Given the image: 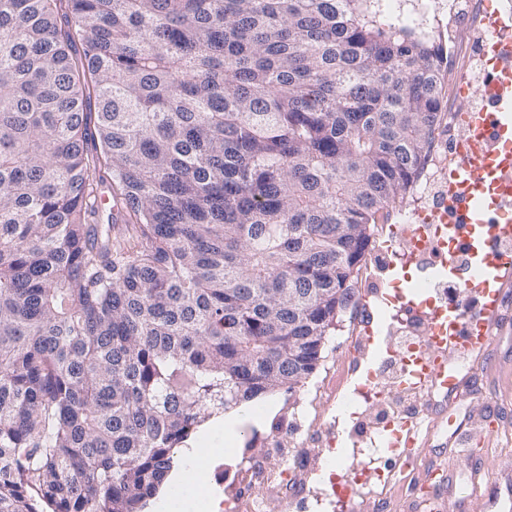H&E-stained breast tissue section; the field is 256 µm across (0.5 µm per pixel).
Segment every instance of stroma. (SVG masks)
I'll list each match as a JSON object with an SVG mask.
<instances>
[{
    "label": "stroma",
    "mask_w": 512,
    "mask_h": 512,
    "mask_svg": "<svg viewBox=\"0 0 512 512\" xmlns=\"http://www.w3.org/2000/svg\"><path fill=\"white\" fill-rule=\"evenodd\" d=\"M444 9L441 33L444 44L450 45V74L445 79L444 103L449 110L461 109L462 102L456 95L458 70H468L473 80H481L482 35L480 15L474 14L473 3L488 5L512 18V0H437ZM459 130L453 125H443L436 134L434 152L416 191L395 205L389 222L393 225L407 223L409 216L418 209L432 207L442 187L444 167L448 163L449 141L457 138ZM387 232H376L371 243L374 256L370 266L361 273L356 285V298L342 313L340 321L327 338L323 358L317 369L298 387L272 393L275 402L272 412L265 414L260 426L243 425L241 443L236 448L224 447L223 428L217 419H210L214 428L215 446L202 447L192 458L183 450H176V462L181 469L203 474L205 483L195 486L196 502H204L210 493L227 498L232 487L237 486L240 471L248 458L262 459L267 466L278 467L287 455L297 456L300 466L309 475L304 503L289 504L281 501L276 486L264 489L268 498V512H326L317 503L316 493L321 489L323 472L343 471L363 466V459L353 457L351 431L354 421L341 412L336 401L317 400L316 389L336 363L354 358V345L350 340V324L357 317L371 287L381 286L383 292L412 291L415 283L425 276L417 270L391 267L387 251ZM378 327L377 349L369 351L362 359H355L344 382V392H351L363 382L368 373L384 369L380 346L386 345L394 334L395 326L389 319L387 306H379L375 315ZM494 368L486 370L473 356L451 355L450 366L459 378L465 379L472 391L468 399L455 407L456 425L464 435H472L478 444L474 447L460 445L449 447L450 431L447 422L432 423L430 414L436 406L424 401L418 412L423 426L422 433L428 442L424 453L416 462L398 467V477L382 492L381 496H368V503L384 499L386 512H414V495L410 489L416 484L423 466L434 465L441 472L453 476V490H441L440 512H512V471L502 470V460L512 458V330L497 335L487 353ZM334 427L337 440L335 452L323 450L318 439L322 427ZM482 469L486 477L478 495L469 494L467 487L473 470Z\"/></svg>",
    "instance_id": "obj_1"
}]
</instances>
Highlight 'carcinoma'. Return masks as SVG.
Segmentation results:
<instances>
[{"instance_id": "1", "label": "carcinoma", "mask_w": 512, "mask_h": 512, "mask_svg": "<svg viewBox=\"0 0 512 512\" xmlns=\"http://www.w3.org/2000/svg\"><path fill=\"white\" fill-rule=\"evenodd\" d=\"M446 75L383 0H0V512H143L307 379Z\"/></svg>"}]
</instances>
